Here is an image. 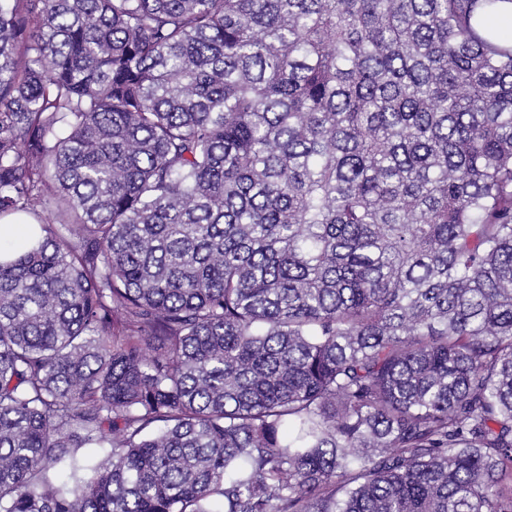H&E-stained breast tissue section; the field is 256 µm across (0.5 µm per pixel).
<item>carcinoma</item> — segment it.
Listing matches in <instances>:
<instances>
[{
    "instance_id": "cac0c4a2",
    "label": "carcinoma",
    "mask_w": 512,
    "mask_h": 512,
    "mask_svg": "<svg viewBox=\"0 0 512 512\" xmlns=\"http://www.w3.org/2000/svg\"><path fill=\"white\" fill-rule=\"evenodd\" d=\"M506 1L0 0V512H512ZM5 222H1L0 225V244L1 248L7 246H15L29 236L31 229L28 224H10V223H22L15 222L9 219H5ZM6 223V224H4Z\"/></svg>"
}]
</instances>
